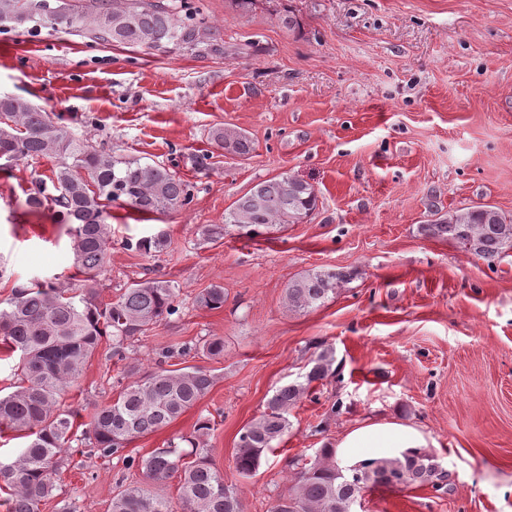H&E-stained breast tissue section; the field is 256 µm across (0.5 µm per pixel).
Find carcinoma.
<instances>
[{"instance_id":"carcinoma-1","label":"carcinoma","mask_w":512,"mask_h":512,"mask_svg":"<svg viewBox=\"0 0 512 512\" xmlns=\"http://www.w3.org/2000/svg\"><path fill=\"white\" fill-rule=\"evenodd\" d=\"M0 24L75 30L92 43L148 52L224 55L223 38L195 0H0ZM209 138L240 157L254 151L252 140L240 132L219 127ZM0 153L12 157L16 166L40 158L57 160L23 206L31 213L50 204L59 207V221L68 226L73 267L83 276L71 286L46 280L22 283L0 306V343L8 357L18 358L20 370L12 391L0 393V427L25 439L12 455L0 457V489L7 490L9 512H40L43 502L56 497L65 457L81 443L92 445L102 458H123L126 468L141 469L152 485L177 480L175 503L149 488H119L109 512H243L235 488L224 484V473L198 452L212 429L208 416L198 421L191 436L169 440L140 460L124 453L135 439L170 425L197 405L216 383L204 367L166 368V360L220 356L224 340L190 341L175 353L165 351L156 368L142 373L127 344L179 313L175 286L149 278L125 288L114 302L97 300L96 285L112 240L107 207L121 201L142 213H170L192 201L188 184L162 165L95 149L62 116L52 117L13 95L0 96ZM253 190L263 205L254 207L241 197L225 215V223L247 235L273 224H298L316 204L313 186L290 175L262 181ZM421 231L453 240L490 263L512 250V219L493 206L458 209L422 225ZM167 245L162 231L125 241L127 249L146 253H161ZM346 279V273L333 269L306 273L288 283V308H317ZM197 303L223 307L224 288L206 290ZM104 336L111 337L112 357L123 363V372L141 376L122 386L112 403L95 408L90 429L80 438L73 432V412L62 407L61 398L78 384ZM308 366L305 374L277 387L259 419L242 429L234 456L242 476H254L263 457L288 433V410L309 395L311 383L327 377L329 352L318 353ZM397 473L404 487L429 486L436 492L449 478L425 448L366 458L346 468L336 461L335 450L326 447L293 473L288 494L275 500L271 512H354L365 489L392 487Z\"/></svg>"}]
</instances>
